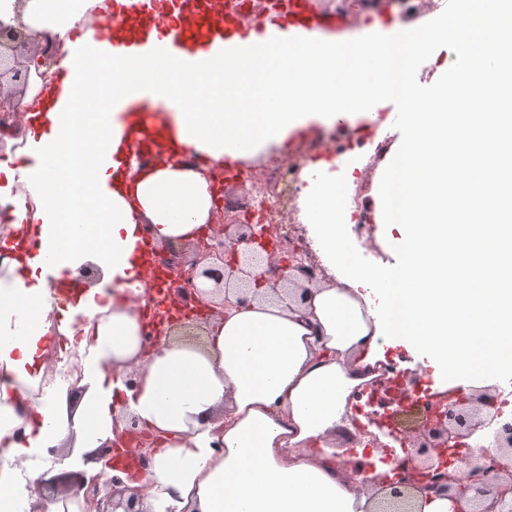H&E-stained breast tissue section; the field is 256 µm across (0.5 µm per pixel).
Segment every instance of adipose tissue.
<instances>
[{"label": "adipose tissue", "mask_w": 512, "mask_h": 512, "mask_svg": "<svg viewBox=\"0 0 512 512\" xmlns=\"http://www.w3.org/2000/svg\"><path fill=\"white\" fill-rule=\"evenodd\" d=\"M106 0H26L24 16L54 35L58 62L31 71L19 101L23 145L0 158V512H86L72 493L45 501L57 469L129 427L157 440L144 512H370L372 488L337 448L354 390L374 376L378 340L415 347L451 388L493 383L512 368V209L489 187L512 177V113L471 105L470 76L490 101L512 100V0H460L434 35L394 26L312 55L292 44L264 60L215 54L203 71L125 59L124 30L107 56L95 39ZM455 61L421 80L419 60ZM234 78H227L226 70ZM138 86L163 113L161 159L138 166L114 101ZM399 101L402 130L382 163L400 168L402 218L375 199L384 269L356 260L338 195L355 162L310 163L300 199L307 237L329 280L286 304L258 297L214 317L205 349L145 351L139 279L154 246L194 241L209 224L214 171L307 136L314 125L372 122ZM99 276L83 278L86 269Z\"/></svg>", "instance_id": "ef3b65f1"}]
</instances>
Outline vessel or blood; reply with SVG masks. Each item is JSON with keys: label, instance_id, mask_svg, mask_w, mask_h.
I'll use <instances>...</instances> for the list:
<instances>
[{"label": "vessel or blood", "instance_id": "vessel-or-blood-1", "mask_svg": "<svg viewBox=\"0 0 512 512\" xmlns=\"http://www.w3.org/2000/svg\"><path fill=\"white\" fill-rule=\"evenodd\" d=\"M132 13L144 23L146 32L129 51V59L145 64L164 57L178 61L187 70L201 65L187 50L192 42L209 51L220 38L225 55L258 60L285 39L317 54L329 44L341 43L346 34L345 16L318 11L312 0H282L276 12L250 22L242 21L235 0H224L215 15L202 13L199 0H114L111 22L123 24ZM115 109L142 114L145 126L132 133L131 142L136 156H143L154 143L149 127L160 111L159 105L143 88L127 95Z\"/></svg>", "mask_w": 512, "mask_h": 512}]
</instances>
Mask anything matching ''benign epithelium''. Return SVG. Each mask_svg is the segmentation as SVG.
Returning a JSON list of instances; mask_svg holds the SVG:
<instances>
[{"instance_id":"benign-epithelium-1","label":"benign epithelium","mask_w":512,"mask_h":512,"mask_svg":"<svg viewBox=\"0 0 512 512\" xmlns=\"http://www.w3.org/2000/svg\"><path fill=\"white\" fill-rule=\"evenodd\" d=\"M27 40L20 9H15L12 22L0 19V80L8 75L14 80L21 77L29 72L31 63L39 67L46 64L48 55L43 52L26 58L24 68H18L19 48ZM230 228L224 225V258L220 265L211 262L214 247L203 238L198 240L196 258L190 263L172 251L151 254L155 272L151 305L158 309L149 332L153 347L175 342L177 337L189 335L191 329H202L207 320L247 304L261 288L283 302L292 290L306 291L320 282L307 273L311 262L308 255L299 256L295 250L275 252L267 225L239 224V231L234 233ZM371 399L384 406L391 419L405 412L402 399L391 392L387 381L372 386ZM494 401L495 394L486 390L470 395L460 392L452 402L436 405L410 439L414 456L409 467L379 482L373 512H418L417 498L423 492L447 496L451 512H512V492L505 490V486L512 485V431L502 428L492 412ZM485 429L491 431L495 454L470 458L469 472L461 478L451 477L442 449H466L469 440ZM153 445L149 435L132 425L126 437L99 449L98 456L105 460V466L124 473L121 461L129 455V449L137 448L136 476L140 477L150 466L149 455L143 449ZM111 483L112 492L103 496L98 477L61 475L43 484L42 490L51 495L86 487L87 501L95 512H116L119 507L124 512H142L135 492L124 503L114 501L121 479L113 477Z\"/></svg>"}]
</instances>
